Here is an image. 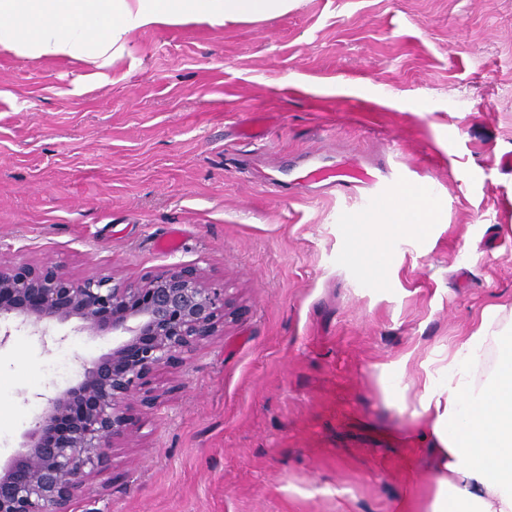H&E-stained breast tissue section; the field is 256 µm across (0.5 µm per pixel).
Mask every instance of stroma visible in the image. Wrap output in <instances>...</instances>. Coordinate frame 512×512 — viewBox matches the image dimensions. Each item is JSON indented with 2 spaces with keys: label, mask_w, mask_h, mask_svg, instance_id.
<instances>
[{
  "label": "stroma",
  "mask_w": 512,
  "mask_h": 512,
  "mask_svg": "<svg viewBox=\"0 0 512 512\" xmlns=\"http://www.w3.org/2000/svg\"><path fill=\"white\" fill-rule=\"evenodd\" d=\"M88 65L0 47V254L73 279L135 282L173 263L233 299L224 334L150 385L138 438L76 512H395L426 498L381 398L380 364L433 351L512 302V0H298L255 23L143 29ZM261 121L265 139H241ZM325 147L411 172L430 222L362 272L352 200L261 180ZM174 224L173 253L155 241ZM111 336L11 328L0 340V457L44 396Z\"/></svg>",
  "instance_id": "obj_1"
}]
</instances>
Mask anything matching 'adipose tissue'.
Returning a JSON list of instances; mask_svg holds the SVG:
<instances>
[{"label": "adipose tissue", "mask_w": 512, "mask_h": 512, "mask_svg": "<svg viewBox=\"0 0 512 512\" xmlns=\"http://www.w3.org/2000/svg\"><path fill=\"white\" fill-rule=\"evenodd\" d=\"M295 0H0V47L30 59L80 61L99 68L127 53L149 27L257 22L291 10ZM374 233L357 228L358 249L418 229L408 195L384 209ZM388 406L415 398L403 444L432 473L422 506L400 496L401 512H512V306L491 304L477 329L438 351L409 390L385 389Z\"/></svg>", "instance_id": "adipose-tissue-1"}]
</instances>
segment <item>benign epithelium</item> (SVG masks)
<instances>
[{
    "mask_svg": "<svg viewBox=\"0 0 512 512\" xmlns=\"http://www.w3.org/2000/svg\"><path fill=\"white\" fill-rule=\"evenodd\" d=\"M227 290L204 271L172 264L136 283L109 274L71 278L52 262L0 258V324L35 335L72 320L88 336L112 333V349L72 385L45 398L20 450L0 464V512H74L111 449L137 438L131 405L154 400L150 377L224 334Z\"/></svg>",
    "mask_w": 512,
    "mask_h": 512,
    "instance_id": "obj_1",
    "label": "benign epithelium"
}]
</instances>
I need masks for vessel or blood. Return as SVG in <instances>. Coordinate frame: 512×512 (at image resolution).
<instances>
[{
  "label": "vessel or blood",
  "mask_w": 512,
  "mask_h": 512,
  "mask_svg": "<svg viewBox=\"0 0 512 512\" xmlns=\"http://www.w3.org/2000/svg\"><path fill=\"white\" fill-rule=\"evenodd\" d=\"M398 180V174L385 164L350 154L328 156L310 152L302 161L283 165L281 175L267 177L266 186L273 192L286 184L312 187L323 193L358 199L364 208L374 209L387 202Z\"/></svg>",
  "instance_id": "vessel-or-blood-1"
}]
</instances>
